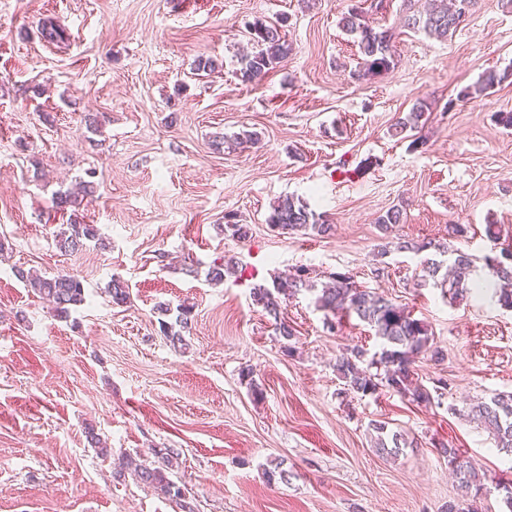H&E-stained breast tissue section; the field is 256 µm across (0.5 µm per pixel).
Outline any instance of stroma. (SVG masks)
I'll return each mask as SVG.
<instances>
[{
    "instance_id": "obj_1",
    "label": "stroma",
    "mask_w": 512,
    "mask_h": 512,
    "mask_svg": "<svg viewBox=\"0 0 512 512\" xmlns=\"http://www.w3.org/2000/svg\"><path fill=\"white\" fill-rule=\"evenodd\" d=\"M403 0L374 19L394 29V66L358 79L355 37L341 13L371 0H0V512H180L123 473L119 458L178 454L173 479L194 512H508L497 483L512 461L470 422L474 404L512 392V309L493 292L445 295L419 280L397 239L449 243L481 257L498 225L512 237V84L458 93L512 66V13L477 0L452 38L398 27ZM279 20L287 63L243 83L247 25ZM64 36L46 37L43 25ZM212 58V72L196 69ZM423 147L391 127L413 104ZM259 136L214 150V137ZM95 191L78 215L105 246L62 253L58 190ZM291 196L334 224L332 235L283 234L267 218ZM402 223L382 230L390 207ZM236 214L248 239L225 235ZM235 270L212 284L216 259ZM348 273L425 321L440 361L416 365L431 391L417 405L388 390L341 395L336 358L377 351L357 318L325 324L316 292L287 300L293 339L278 336L251 296L298 266ZM82 280L86 301L56 315L15 268ZM131 302L112 305L111 277ZM192 309L188 346L170 345L159 304ZM414 439L379 455L371 421ZM95 431L110 448L91 446ZM450 445L479 470L461 489L439 453ZM286 480L268 481L274 465Z\"/></svg>"
}]
</instances>
